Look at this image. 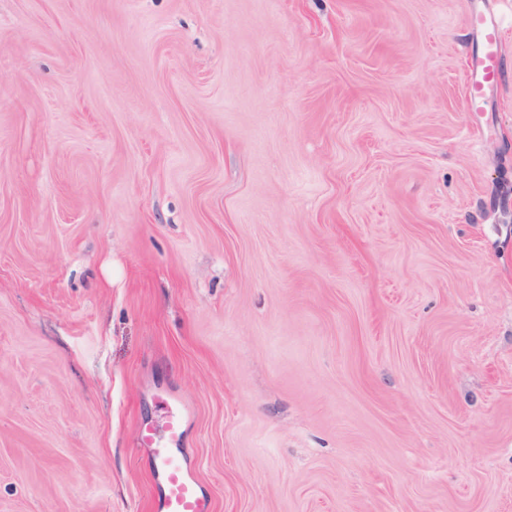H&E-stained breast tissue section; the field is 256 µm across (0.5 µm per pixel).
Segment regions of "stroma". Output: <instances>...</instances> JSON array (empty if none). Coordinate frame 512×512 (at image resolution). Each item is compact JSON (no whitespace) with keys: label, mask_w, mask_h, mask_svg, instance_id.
<instances>
[{"label":"stroma","mask_w":512,"mask_h":512,"mask_svg":"<svg viewBox=\"0 0 512 512\" xmlns=\"http://www.w3.org/2000/svg\"><path fill=\"white\" fill-rule=\"evenodd\" d=\"M163 395L215 512H512V0H0V512ZM471 23L480 34L482 50L470 59L467 105L470 112H484L499 77V30L502 21L479 12L472 15Z\"/></svg>","instance_id":"stroma-1"}]
</instances>
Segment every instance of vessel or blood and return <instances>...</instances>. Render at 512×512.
I'll use <instances>...</instances> for the list:
<instances>
[{
	"instance_id": "1",
	"label": "vessel or blood",
	"mask_w": 512,
	"mask_h": 512,
	"mask_svg": "<svg viewBox=\"0 0 512 512\" xmlns=\"http://www.w3.org/2000/svg\"><path fill=\"white\" fill-rule=\"evenodd\" d=\"M473 28L482 40L480 53L472 55L467 91L469 111H483L499 77V30L501 20L483 13L473 14ZM167 433L156 437L143 431L140 447L149 460L156 493L155 512H214L212 496L203 488L194 467L183 452L184 433L192 418L191 407L167 404Z\"/></svg>"
}]
</instances>
